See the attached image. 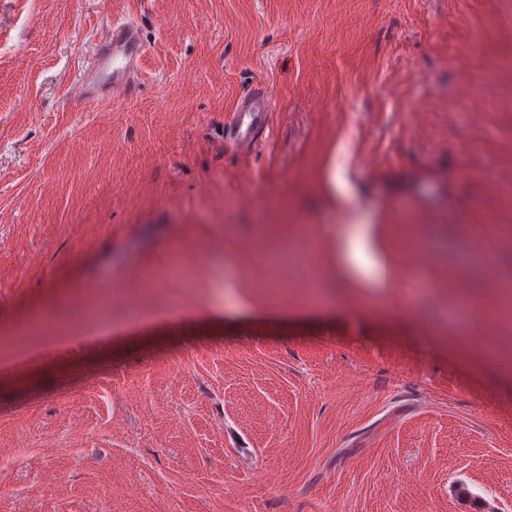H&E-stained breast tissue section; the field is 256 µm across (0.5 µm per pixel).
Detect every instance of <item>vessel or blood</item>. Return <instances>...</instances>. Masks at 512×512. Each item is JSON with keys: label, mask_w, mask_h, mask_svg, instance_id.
Segmentation results:
<instances>
[{"label": "vessel or blood", "mask_w": 512, "mask_h": 512, "mask_svg": "<svg viewBox=\"0 0 512 512\" xmlns=\"http://www.w3.org/2000/svg\"><path fill=\"white\" fill-rule=\"evenodd\" d=\"M144 54L137 26L129 23L107 26L100 50L94 56L93 67L109 69L110 75L102 83L88 88L89 98L97 100L111 93L134 95ZM270 110L269 98L261 90L254 89L245 94L227 119L235 140L241 144L252 143L265 130Z\"/></svg>", "instance_id": "1"}]
</instances>
